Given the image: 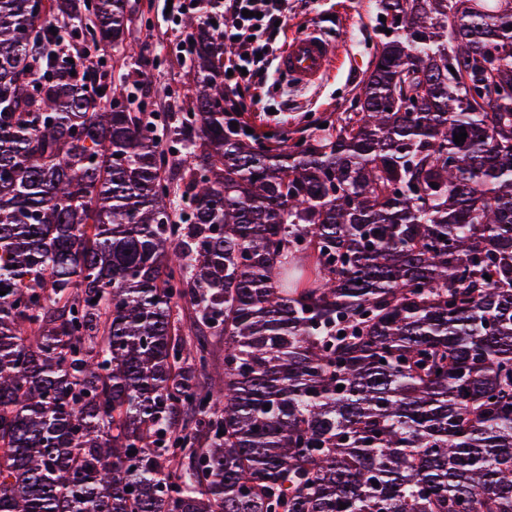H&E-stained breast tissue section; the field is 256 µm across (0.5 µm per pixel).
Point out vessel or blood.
<instances>
[{
    "instance_id": "vessel-or-blood-1",
    "label": "vessel or blood",
    "mask_w": 512,
    "mask_h": 512,
    "mask_svg": "<svg viewBox=\"0 0 512 512\" xmlns=\"http://www.w3.org/2000/svg\"><path fill=\"white\" fill-rule=\"evenodd\" d=\"M336 49L324 35L307 31L293 37L278 60V71L300 86L318 83L330 70Z\"/></svg>"
}]
</instances>
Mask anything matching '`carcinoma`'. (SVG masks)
<instances>
[{
  "mask_svg": "<svg viewBox=\"0 0 512 512\" xmlns=\"http://www.w3.org/2000/svg\"><path fill=\"white\" fill-rule=\"evenodd\" d=\"M376 9L355 111L277 146L187 18L174 184L87 66L129 0H0V512H512V0Z\"/></svg>",
  "mask_w": 512,
  "mask_h": 512,
  "instance_id": "1",
  "label": "carcinoma"
}]
</instances>
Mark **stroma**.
<instances>
[{
  "mask_svg": "<svg viewBox=\"0 0 512 512\" xmlns=\"http://www.w3.org/2000/svg\"><path fill=\"white\" fill-rule=\"evenodd\" d=\"M375 0H289L288 26L272 41L249 89L239 98L241 117L260 133L295 140L315 133L330 113L350 111L375 58L384 31L376 17ZM128 37L134 49L123 70L129 94L163 113L155 132L174 162L186 154L172 141L171 127L185 122L193 87L177 45L183 36L167 14V0H130ZM315 29L336 47L334 68L319 86L299 88L278 74L277 58L289 38Z\"/></svg>",
  "mask_w": 512,
  "mask_h": 512,
  "instance_id": "stroma-1",
  "label": "stroma"
}]
</instances>
